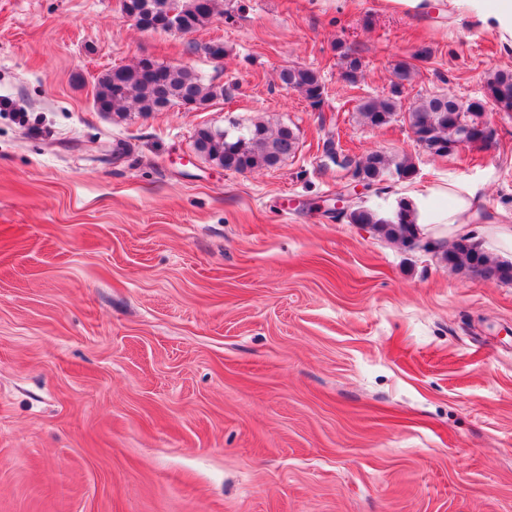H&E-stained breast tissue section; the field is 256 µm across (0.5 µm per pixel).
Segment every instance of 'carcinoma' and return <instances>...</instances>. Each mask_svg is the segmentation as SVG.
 I'll use <instances>...</instances> for the list:
<instances>
[{"instance_id": "obj_1", "label": "carcinoma", "mask_w": 512, "mask_h": 512, "mask_svg": "<svg viewBox=\"0 0 512 512\" xmlns=\"http://www.w3.org/2000/svg\"><path fill=\"white\" fill-rule=\"evenodd\" d=\"M167 0H121V11L137 21L143 31H168L171 21L164 17ZM175 19L178 30L193 33L205 26L218 13L219 0H177ZM341 78L355 84L363 65L350 50L340 52ZM281 85L298 93L312 108L325 99V85L317 71L289 65L279 72ZM224 88L206 80L193 67L172 65L142 58L135 65L114 66L97 82L95 103L98 111L119 115L133 107L142 114L163 112L173 105H187L191 110L206 108ZM399 92L386 97L369 98L358 108L361 122L371 128L388 124L397 114ZM485 97L506 112H512V70H498L486 82ZM483 106L472 100L463 102L451 94L423 97L408 110V123L421 134L419 144L429 152L444 156L459 131L474 129L482 123ZM299 147L292 129L280 126L273 130L258 121L229 129L201 127L194 135L195 150L209 161L236 172L268 169L278 166ZM358 170L369 183L378 185L394 174L412 176L414 166L407 157L396 160L382 152H369L355 160ZM410 207L405 200L390 214L355 205L347 214L351 224H363L379 237L405 247L420 239V229L409 218ZM443 259L453 269L467 276L498 282H512V261L487 251L474 239L462 244L455 240L442 251Z\"/></svg>"}]
</instances>
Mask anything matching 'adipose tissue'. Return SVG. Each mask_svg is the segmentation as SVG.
I'll use <instances>...</instances> for the list:
<instances>
[{
	"label": "adipose tissue",
	"instance_id": "obj_1",
	"mask_svg": "<svg viewBox=\"0 0 512 512\" xmlns=\"http://www.w3.org/2000/svg\"><path fill=\"white\" fill-rule=\"evenodd\" d=\"M448 14L470 17L493 31L504 45L512 47V0H448ZM448 197L449 205H439L440 197ZM409 203L421 230L445 226L454 235H469L479 215L473 194L460 187L429 188L413 193Z\"/></svg>",
	"mask_w": 512,
	"mask_h": 512
}]
</instances>
